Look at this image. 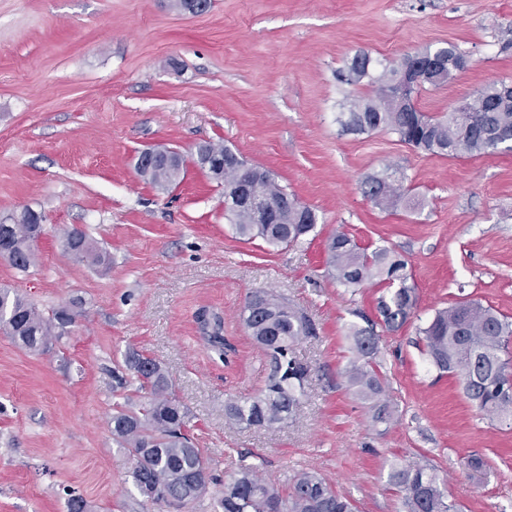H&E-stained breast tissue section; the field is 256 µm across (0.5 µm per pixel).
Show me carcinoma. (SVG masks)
I'll use <instances>...</instances> for the list:
<instances>
[{
  "label": "carcinoma",
  "instance_id": "carcinoma-1",
  "mask_svg": "<svg viewBox=\"0 0 512 512\" xmlns=\"http://www.w3.org/2000/svg\"><path fill=\"white\" fill-rule=\"evenodd\" d=\"M435 54L448 61L436 78L407 87L396 84L398 72L409 59ZM461 56L452 44L425 46L396 61L374 58L367 52L355 54L347 63L345 81L365 85L373 95L351 99L340 124L358 133L387 130L412 149L432 156L471 157L512 149V99H503L501 81L484 86L440 116H430L417 107L415 95L421 90L439 88L459 73ZM137 172L161 188L180 177V172L166 167ZM256 192L272 198L288 196L272 174L257 180ZM364 193L377 205L392 207L404 199L402 178L395 171L372 175L364 182ZM225 212L236 235L246 240L259 238L273 248L306 239L317 224L315 212L298 202L274 213L270 224L254 223L252 214L240 207L227 206ZM42 220L41 214L26 209L0 221V253L9 255V265L26 270L35 264V235ZM61 247L76 261L92 267L111 263L110 254L77 227L64 231ZM327 266L343 288L355 291L375 280L387 287L377 301L379 320L359 313L365 325L350 327L354 358L347 371L355 395L371 402L373 426H387L393 413L373 365L382 340L377 328L395 331L410 321L418 305L417 288L407 262L397 253L385 247L369 253L342 230L328 240ZM83 305L77 296L45 313L20 293L1 288L0 331L22 348L43 353L69 335ZM241 318L270 358L271 373L260 395L225 401L224 415L247 427L282 424L295 415L305 396L306 370L293 356V349L310 334L311 324L266 291L249 296ZM197 320L210 347L225 355L223 319L203 312ZM417 331L430 363L441 372L460 376L464 395L476 410L512 428V382L503 376L512 362V321L478 301L461 300L435 311ZM125 366L138 378L145 396L136 407L113 410L109 420L112 437L132 456V482L147 502L185 508L205 496L212 481L208 459L188 434L191 416L159 363L130 351ZM388 485L401 496L404 512H459L449 498L446 479L423 459L393 465ZM213 512H357V507L315 471L299 473L282 489L263 480L256 467L243 465L224 479V490L213 500Z\"/></svg>",
  "mask_w": 512,
  "mask_h": 512
}]
</instances>
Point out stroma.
Segmentation results:
<instances>
[{"instance_id": "35a3bbf8", "label": "stroma", "mask_w": 512, "mask_h": 512, "mask_svg": "<svg viewBox=\"0 0 512 512\" xmlns=\"http://www.w3.org/2000/svg\"><path fill=\"white\" fill-rule=\"evenodd\" d=\"M509 35L512 0H213L197 14L173 0H0V218L43 216L36 264L0 261V288L43 311L86 301L49 352L0 333V512H67L73 495L96 512H170L144 503L108 428L115 403L139 399L135 377L119 389L112 375L132 348L167 370L217 478L251 464L283 487L313 470L358 512H401L390 468L424 458L462 512H512V429L430 365L417 333L462 298L512 318V152L441 158L389 132L342 131L346 94L369 89L336 78L360 51L396 60L453 44L468 68L416 100L436 116L512 81ZM207 142L270 170L315 212L310 236L279 248L239 239L223 187L193 161ZM148 148L183 156L176 185L140 177ZM388 168L415 207L364 195L366 178ZM69 226L110 253L108 269L63 252ZM339 230L401 255L418 289L416 317L384 333L376 358L394 409L384 431L371 428L346 370L354 313L375 315L386 288L351 294L329 277L325 245ZM257 291L286 298L313 326L294 347L306 396L272 429L224 416L228 398L258 395L269 372L240 320ZM202 310L223 318L225 354L203 340ZM471 456L481 471L466 468Z\"/></svg>"}]
</instances>
